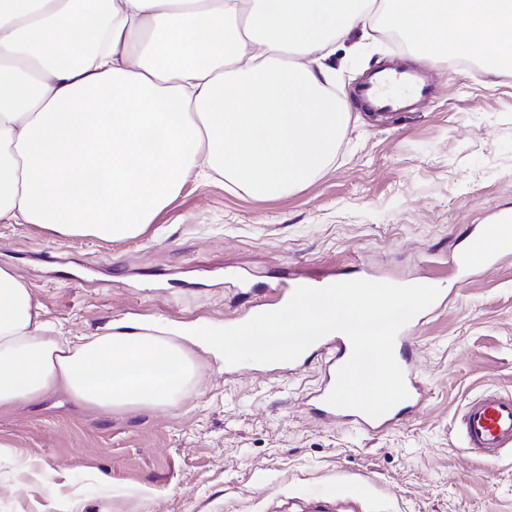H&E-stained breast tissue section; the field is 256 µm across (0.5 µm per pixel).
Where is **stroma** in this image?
Instances as JSON below:
<instances>
[{"instance_id":"obj_1","label":"stroma","mask_w":512,"mask_h":512,"mask_svg":"<svg viewBox=\"0 0 512 512\" xmlns=\"http://www.w3.org/2000/svg\"><path fill=\"white\" fill-rule=\"evenodd\" d=\"M330 63L350 119L305 187L257 199L191 176L152 224L116 241L0 223V266L72 340L127 318L222 327L295 272L436 284L444 307L416 333L420 409L371 438L304 405L319 359L228 373L201 350L174 409L108 413L57 389L1 411L0 512H275L340 487L365 493L363 512H512V450L486 463L458 432L469 401L512 394V258L465 280L449 267L476 226L512 211V74L443 62L430 97L382 113L356 103L358 82L420 58L356 33Z\"/></svg>"}]
</instances>
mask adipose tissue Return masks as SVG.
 <instances>
[{
    "instance_id": "1",
    "label": "adipose tissue",
    "mask_w": 512,
    "mask_h": 512,
    "mask_svg": "<svg viewBox=\"0 0 512 512\" xmlns=\"http://www.w3.org/2000/svg\"><path fill=\"white\" fill-rule=\"evenodd\" d=\"M0 0V222L57 238H132L192 173L253 197L294 191L336 154L350 114L328 60L384 24L512 72V0ZM136 323L71 344L44 333L0 267V410L55 389L105 411L171 409L194 346Z\"/></svg>"
}]
</instances>
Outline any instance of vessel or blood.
Returning a JSON list of instances; mask_svg holds the SVG:
<instances>
[{
    "label": "vessel or blood",
    "mask_w": 512,
    "mask_h": 512,
    "mask_svg": "<svg viewBox=\"0 0 512 512\" xmlns=\"http://www.w3.org/2000/svg\"><path fill=\"white\" fill-rule=\"evenodd\" d=\"M403 93L389 90V80L384 72L377 71L358 87L356 96L366 109L379 112H399L406 108L410 97L423 96L429 91L428 85L417 73H409L402 82ZM512 255V216L507 215L494 224L491 231H479L474 235L468 247L460 254L458 269L467 271L474 267L487 266L501 258ZM324 281L312 274L299 273L281 282L275 289V295L269 302V309L283 307L297 287H323ZM425 319L417 314L397 334L394 348L398 350L397 362L404 373L409 396L404 404L407 410H417L422 404V394L416 375V367L405 357L403 349L413 345L415 330ZM314 349L323 352L325 362L322 366V379L319 387L310 393L306 403L326 423H348L365 434L376 436L391 428L396 420L395 411L373 418L360 411L337 408L327 403L338 369L349 359L352 345L348 337L339 333H329L313 344ZM459 428L468 451L484 458H494L512 447V395L489 391L470 401L465 407ZM303 512H359L358 500L339 498L332 500L315 496L304 502Z\"/></svg>",
    "instance_id": "1"
}]
</instances>
